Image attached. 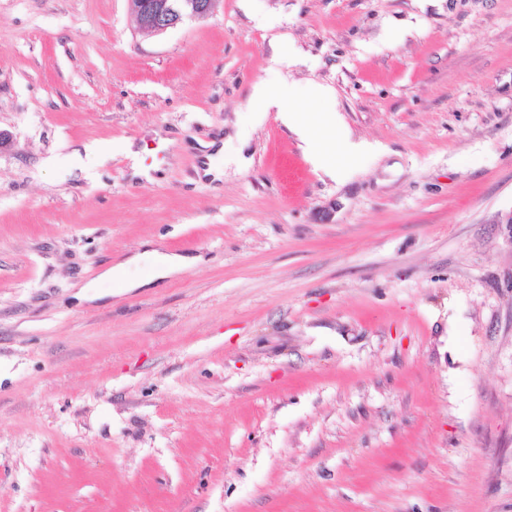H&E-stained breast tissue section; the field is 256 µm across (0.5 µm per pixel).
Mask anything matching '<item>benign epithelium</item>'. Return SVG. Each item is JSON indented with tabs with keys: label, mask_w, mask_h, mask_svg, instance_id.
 I'll list each match as a JSON object with an SVG mask.
<instances>
[{
	"label": "benign epithelium",
	"mask_w": 512,
	"mask_h": 512,
	"mask_svg": "<svg viewBox=\"0 0 512 512\" xmlns=\"http://www.w3.org/2000/svg\"><path fill=\"white\" fill-rule=\"evenodd\" d=\"M217 0H127L138 30L154 36L178 26L187 19L204 18Z\"/></svg>",
	"instance_id": "obj_1"
}]
</instances>
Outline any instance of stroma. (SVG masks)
Returning <instances> with one entry per match:
<instances>
[{
  "label": "stroma",
  "mask_w": 512,
  "mask_h": 512,
  "mask_svg": "<svg viewBox=\"0 0 512 512\" xmlns=\"http://www.w3.org/2000/svg\"><path fill=\"white\" fill-rule=\"evenodd\" d=\"M0 130V512H512V0H0ZM218 0H127L138 30L146 36L166 32L186 19L204 18ZM286 80L280 90L264 85L255 84L252 90V98L256 104V117L272 109L280 112L282 120L304 142L319 143L311 153L313 162L326 171H335L339 164L336 155V121L335 112H319L315 117H309L302 112L287 107L285 103ZM321 133H328L329 138H322ZM142 246V251L128 255L121 262L104 269L99 280L118 283L119 288L126 291L154 288L203 262L199 255L171 252L151 241L144 242ZM143 268L147 270L145 274L140 273Z\"/></svg>",
  "instance_id": "obj_1"
}]
</instances>
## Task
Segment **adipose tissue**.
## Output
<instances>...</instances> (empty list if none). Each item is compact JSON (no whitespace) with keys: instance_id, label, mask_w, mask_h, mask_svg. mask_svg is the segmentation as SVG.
I'll list each match as a JSON object with an SVG mask.
<instances>
[{"instance_id":"adipose-tissue-1","label":"adipose tissue","mask_w":512,"mask_h":512,"mask_svg":"<svg viewBox=\"0 0 512 512\" xmlns=\"http://www.w3.org/2000/svg\"><path fill=\"white\" fill-rule=\"evenodd\" d=\"M252 98L256 104L257 114L274 110L280 112L288 125L304 142L313 144L311 153L313 162L326 171H335L339 159L334 134L337 128L336 115L321 112L309 117L298 112L285 103V92L264 84L254 85ZM198 255L171 252L154 242L143 244L142 251L125 257L121 262L104 269L99 279L103 282L117 283L120 288H153L164 281L179 276L189 269L201 264Z\"/></svg>"}]
</instances>
